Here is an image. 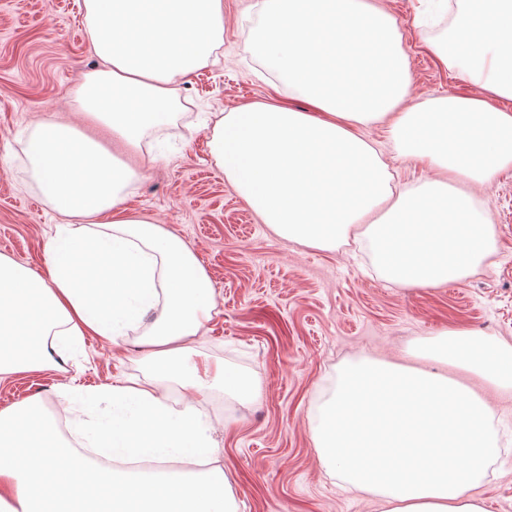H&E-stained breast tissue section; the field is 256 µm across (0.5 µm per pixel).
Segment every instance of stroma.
<instances>
[{"label": "stroma", "mask_w": 512, "mask_h": 512, "mask_svg": "<svg viewBox=\"0 0 512 512\" xmlns=\"http://www.w3.org/2000/svg\"><path fill=\"white\" fill-rule=\"evenodd\" d=\"M404 35L411 99L468 94L459 69L438 67L424 42L445 36L453 14L426 23L432 0H379ZM260 0H224L218 61L177 85L183 107L167 130L150 139L129 192L130 213L180 236L208 272L217 309L196 339L199 351L239 367L260 384L241 403L211 390L199 399L214 426L219 464L240 512H382L378 501L345 491L320 461L310 426L339 372L363 358L428 368L415 355L419 340L467 328L512 342V169L477 190L493 218L497 254L487 271L443 286H397L383 280L353 245L308 248L260 224L214 163L203 122L267 101L274 80L246 49ZM82 0H0V253L47 274L45 249L59 216L36 194L22 148L37 121L54 116L82 124L111 145L106 131L83 123L70 92L97 65L84 30ZM379 143L396 182L435 177L433 169L397 158L385 126L364 129ZM143 328L114 339L87 336L73 358L0 381V409L40 399L48 414L66 409L73 389L96 392L150 383ZM440 373L485 398L502 453L493 475L472 492L487 512H512V392L497 391L450 366Z\"/></svg>", "instance_id": "obj_1"}]
</instances>
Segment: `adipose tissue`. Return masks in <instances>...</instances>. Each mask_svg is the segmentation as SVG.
Instances as JSON below:
<instances>
[{
  "mask_svg": "<svg viewBox=\"0 0 512 512\" xmlns=\"http://www.w3.org/2000/svg\"><path fill=\"white\" fill-rule=\"evenodd\" d=\"M88 39L101 59L71 91V106L112 135L104 146L71 123L28 133L29 177L64 216L46 251L48 277L0 255V379L45 366L86 336L146 325L147 364L161 385H120L87 397L76 435L115 457L157 462L150 475L103 471L63 439L40 400L0 409V512H238L226 473L175 475L163 467L215 459L196 396L212 387L255 399L250 374L197 350L216 309L194 252L123 206L139 167L120 161L167 128L176 85L217 58L224 0H83ZM458 34L430 41L444 66L463 69L473 94L410 102L411 74L396 20L376 0H262L248 48L287 82L306 109L254 103L214 113L217 165L278 236L332 250L367 240L394 284L462 280L495 251L489 212L474 188L512 169V0H476ZM386 125L397 153L439 178L396 189L364 128ZM417 355L512 389V344L449 329ZM191 393L180 408L163 382ZM109 401L108 416L95 415ZM320 461L384 512H486L471 494L500 454L485 399L447 377L369 359L345 366L312 427Z\"/></svg>",
  "mask_w": 512,
  "mask_h": 512,
  "instance_id": "1",
  "label": "adipose tissue"
}]
</instances>
